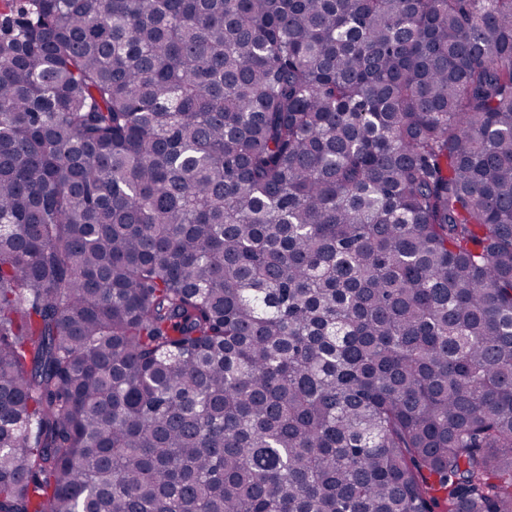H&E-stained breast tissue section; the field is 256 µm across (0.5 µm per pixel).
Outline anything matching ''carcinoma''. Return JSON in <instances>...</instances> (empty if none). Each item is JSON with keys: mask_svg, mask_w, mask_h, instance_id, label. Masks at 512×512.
Masks as SVG:
<instances>
[{"mask_svg": "<svg viewBox=\"0 0 512 512\" xmlns=\"http://www.w3.org/2000/svg\"><path fill=\"white\" fill-rule=\"evenodd\" d=\"M0 512H512V0H0Z\"/></svg>", "mask_w": 512, "mask_h": 512, "instance_id": "obj_1", "label": "carcinoma"}]
</instances>
